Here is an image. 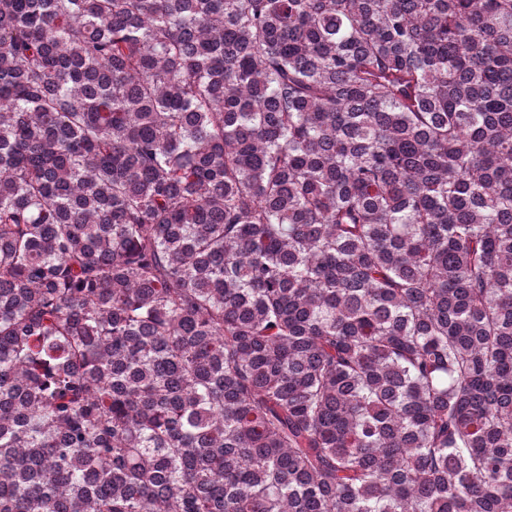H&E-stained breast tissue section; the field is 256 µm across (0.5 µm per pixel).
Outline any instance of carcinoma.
I'll list each match as a JSON object with an SVG mask.
<instances>
[{
	"instance_id": "cac0c4a2",
	"label": "carcinoma",
	"mask_w": 512,
	"mask_h": 512,
	"mask_svg": "<svg viewBox=\"0 0 512 512\" xmlns=\"http://www.w3.org/2000/svg\"><path fill=\"white\" fill-rule=\"evenodd\" d=\"M0 512H512V0H0Z\"/></svg>"
}]
</instances>
